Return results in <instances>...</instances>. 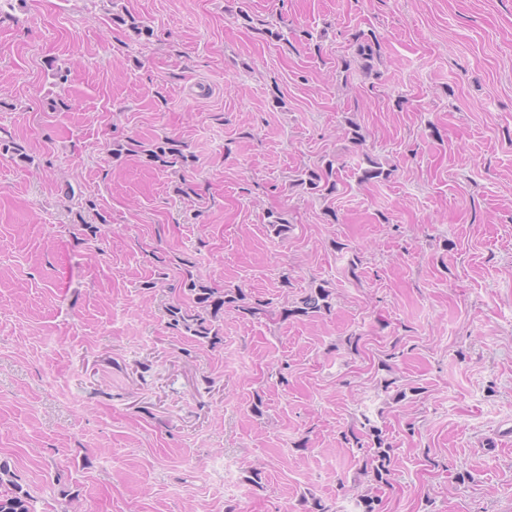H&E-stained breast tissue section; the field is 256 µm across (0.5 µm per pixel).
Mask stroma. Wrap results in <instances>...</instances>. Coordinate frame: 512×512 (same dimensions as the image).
<instances>
[{"instance_id": "35a3bbf8", "label": "stroma", "mask_w": 512, "mask_h": 512, "mask_svg": "<svg viewBox=\"0 0 512 512\" xmlns=\"http://www.w3.org/2000/svg\"><path fill=\"white\" fill-rule=\"evenodd\" d=\"M165 136L189 166L112 155ZM0 138V460L39 512H512V0H0ZM186 259L271 308L177 334ZM354 44L356 47V55L363 61V69L369 73L373 70L372 62L377 56L378 39L372 32L366 34L364 32H356L353 34ZM339 173L340 169L334 167V161L328 160L324 165L302 170L301 178L295 179L294 184L312 194L326 191L327 195H332L337 192L338 184L341 183ZM331 295V291L325 286L319 285L314 292L310 293L306 297L302 298L301 303L302 306L297 307L296 309H287L284 310V317H291L295 315H302L308 317L318 316L322 310L330 311L331 305L328 302V299ZM372 432L375 437L373 441L374 451L363 460V469L365 468L366 473H372L373 481L376 484L390 486L392 446L386 442V439L382 436V431L378 428H372Z\"/></svg>"}]
</instances>
